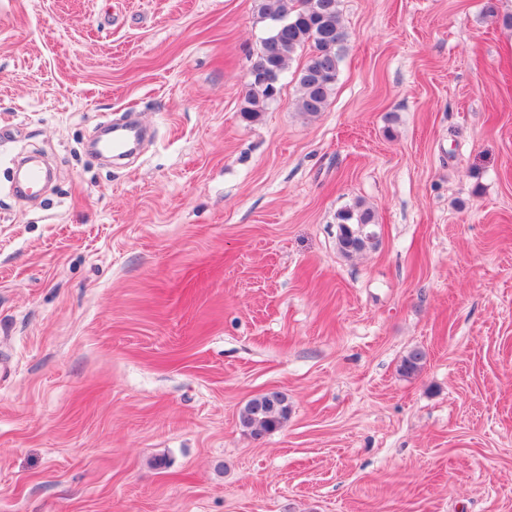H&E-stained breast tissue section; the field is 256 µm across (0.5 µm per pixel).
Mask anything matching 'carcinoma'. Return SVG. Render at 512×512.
<instances>
[{
  "label": "carcinoma",
  "mask_w": 512,
  "mask_h": 512,
  "mask_svg": "<svg viewBox=\"0 0 512 512\" xmlns=\"http://www.w3.org/2000/svg\"><path fill=\"white\" fill-rule=\"evenodd\" d=\"M341 0H255L259 19L267 23L266 36L252 66L264 69L267 79L252 80L246 86L244 106L247 120H254L277 98L279 82L288 72V64L299 49H308V57L297 73L300 112L315 116L327 108L338 76L339 62L348 41L342 23ZM336 247L352 256L378 245L379 233L373 211L360 204L336 215ZM425 353L409 351L402 359L401 375H417ZM240 424L252 436L261 437L279 429L288 420V401L279 391H269L250 399L239 415Z\"/></svg>",
  "instance_id": "carcinoma-1"
}]
</instances>
